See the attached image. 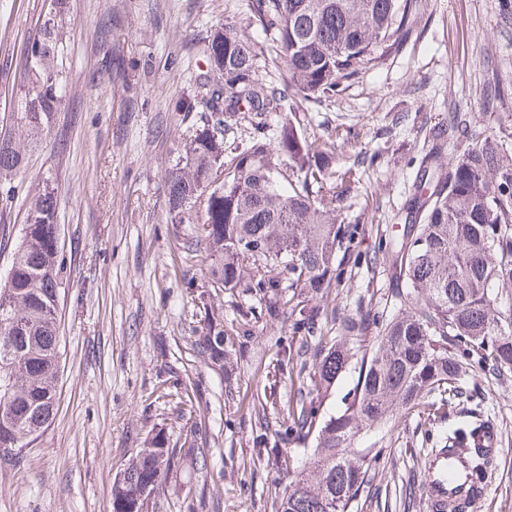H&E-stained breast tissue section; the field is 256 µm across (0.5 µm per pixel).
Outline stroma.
Segmentation results:
<instances>
[{"label":"stroma","instance_id":"1","mask_svg":"<svg viewBox=\"0 0 512 512\" xmlns=\"http://www.w3.org/2000/svg\"><path fill=\"white\" fill-rule=\"evenodd\" d=\"M50 14L67 45L71 94L28 151L11 202L0 204V225L10 230L0 278L21 235L24 199L50 180L69 282L59 300L58 406L20 465H0V512H110L116 473L158 430L179 447L188 422L203 446L182 454L149 512H276L290 475L316 448L315 438L289 439V398L313 399L322 417L340 413L376 335L349 342L351 358L328 392L315 357L297 374L281 365L284 352L337 339L341 321L359 312L397 313L392 270L362 259L410 223L406 201L437 122L452 112L489 117V135L512 149V0H418L399 49L329 101L296 110L309 142L334 148L335 170L353 172L336 198V221L349 230L347 257L361 259L329 293L297 290L295 304L318 313L310 336L293 332L287 316L264 315L258 291L212 288L205 250L191 259L183 251L190 227L166 221V174L192 124L176 103L204 67L195 43L235 24L262 50L260 73L277 78L266 61L276 43L249 24V0H0V127L15 124L20 58ZM108 52L116 62L109 74ZM204 301L229 332L220 369L192 347ZM460 385L502 439L474 512H512V371L470 366ZM447 429L425 405L356 434L353 455L371 465L349 512H430L422 460ZM274 440L277 457L264 450Z\"/></svg>","mask_w":512,"mask_h":512}]
</instances>
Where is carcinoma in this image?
Here are the masks:
<instances>
[{
	"label": "carcinoma",
	"instance_id": "cac0c4a2",
	"mask_svg": "<svg viewBox=\"0 0 512 512\" xmlns=\"http://www.w3.org/2000/svg\"><path fill=\"white\" fill-rule=\"evenodd\" d=\"M416 0H250L249 21L273 32L279 53L271 65L274 86L258 74L255 45L226 23L210 31L201 55L205 70L194 79L180 111L201 113L169 171L167 223L190 224L187 252L208 253L213 288H256L269 296L266 314L288 313L292 329L311 332L317 313L290 308L284 288L322 291L343 281L346 228L336 223V170L295 121L284 118L265 133L266 116L284 102H316L336 96L366 65L397 49L408 36ZM62 37L45 20L26 45L17 93V128L0 130V183L23 167L27 151L49 129L54 111L70 94ZM247 122L254 135L231 144L224 133ZM477 119L448 114L432 134L408 208L414 222L385 249L396 280L398 313L361 314L341 323V336L358 339L378 330L371 358L361 364L346 408L320 421L301 393L288 401V434L315 432L317 453L294 474L277 512H347L367 482V469L352 458L360 430L411 412L439 392L455 400L465 365L494 374L512 367V307L499 295L512 283V151L480 143ZM467 142L445 163L448 139ZM54 189L28 198L11 267L0 280V363L11 355L0 380V437L18 449L55 415L59 379L58 300L69 287L58 247ZM251 266L243 281V265ZM281 268V275L272 272ZM193 341L197 356L224 366V317L202 303ZM349 359L333 345L318 362L319 383L331 387ZM486 421H459L448 429V448ZM471 482L484 491L491 462L467 452ZM178 452L158 432L112 483L110 512H149L143 493H156L176 468Z\"/></svg>",
	"mask_w": 512,
	"mask_h": 512
}]
</instances>
